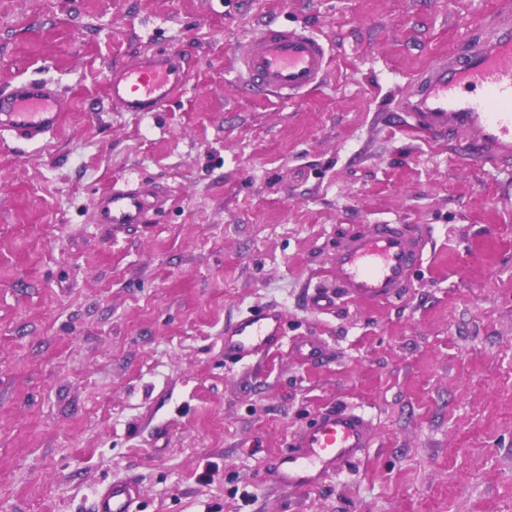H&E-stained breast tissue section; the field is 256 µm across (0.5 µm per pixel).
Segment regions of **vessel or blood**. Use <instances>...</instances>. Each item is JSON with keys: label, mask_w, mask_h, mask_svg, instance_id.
<instances>
[{"label": "vessel or blood", "mask_w": 512, "mask_h": 512, "mask_svg": "<svg viewBox=\"0 0 512 512\" xmlns=\"http://www.w3.org/2000/svg\"><path fill=\"white\" fill-rule=\"evenodd\" d=\"M330 53L316 35L285 24L266 25L241 40L233 69L244 84L261 93L292 99L319 85ZM185 71L167 52L141 54L113 69L110 95L126 112H160L182 91ZM403 110L414 128L427 134L475 138L480 165L494 167L512 158V9L474 29L464 51L450 52L416 73ZM72 101L54 84L39 79L0 92V132L30 145L54 134ZM152 203L145 191L115 188L98 202L100 223L121 231L145 223ZM429 240L404 224H365L348 233L326 269L336 295L315 290L314 305L331 309L336 296L358 302L400 296L422 265ZM285 317L276 308L254 309L224 328V356L242 362L280 349ZM325 347L319 339L294 343V356L314 361ZM374 436L372 416L363 409L323 408L289 440V451L271 461L265 475L288 489L319 487L329 476L357 461ZM138 498L130 482L109 485L96 502L97 512H132Z\"/></svg>", "instance_id": "1"}]
</instances>
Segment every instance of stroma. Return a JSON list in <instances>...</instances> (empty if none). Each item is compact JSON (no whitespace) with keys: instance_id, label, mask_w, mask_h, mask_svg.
Returning <instances> with one entry per match:
<instances>
[{"instance_id":"35a3bbf8","label":"stroma","mask_w":512,"mask_h":512,"mask_svg":"<svg viewBox=\"0 0 512 512\" xmlns=\"http://www.w3.org/2000/svg\"><path fill=\"white\" fill-rule=\"evenodd\" d=\"M497 0H0V90L38 78L69 96L43 144L0 133V512H94L137 482L134 512H512V161L406 132L410 77ZM268 22L331 48L292 100L232 69ZM179 56L181 96L124 112L108 75L144 50ZM134 181L159 204L121 234L98 196ZM429 232L402 295L308 294L342 233ZM288 345L224 357L251 306ZM322 340L305 363L289 344ZM333 403L365 408L371 448L322 486L265 480Z\"/></svg>"}]
</instances>
